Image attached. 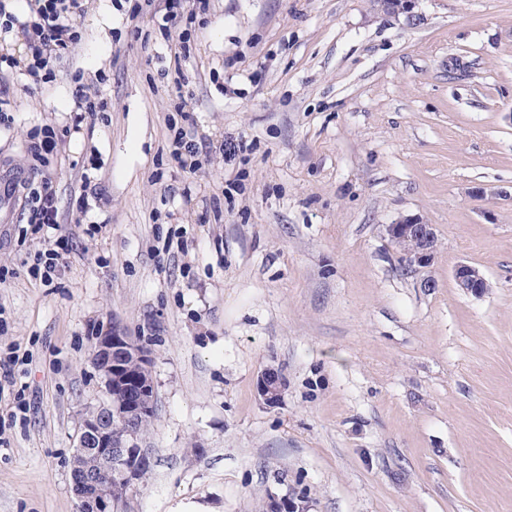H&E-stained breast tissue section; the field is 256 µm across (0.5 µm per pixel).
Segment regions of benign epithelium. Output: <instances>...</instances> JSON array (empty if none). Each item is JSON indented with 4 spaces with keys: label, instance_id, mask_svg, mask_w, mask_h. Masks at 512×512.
I'll return each instance as SVG.
<instances>
[{
    "label": "benign epithelium",
    "instance_id": "benign-epithelium-1",
    "mask_svg": "<svg viewBox=\"0 0 512 512\" xmlns=\"http://www.w3.org/2000/svg\"><path fill=\"white\" fill-rule=\"evenodd\" d=\"M418 2L380 0V5L395 16H404L407 24L417 25L422 20L416 11ZM386 234L408 272L432 264L437 248L432 225L418 218H403L386 225ZM454 280L458 288L474 296L490 288L483 273L466 263L455 268ZM92 360L107 402L82 414L71 474L79 512H112L143 482L148 470L149 458L139 441L140 427L152 421L155 414L152 356L141 342L114 324L97 334ZM257 392L266 403H278L282 397L278 373L264 372L257 382ZM91 458L97 464L87 469L83 463ZM269 512H306V504L301 495L294 493L286 501H271Z\"/></svg>",
    "mask_w": 512,
    "mask_h": 512
}]
</instances>
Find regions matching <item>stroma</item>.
I'll list each match as a JSON object with an SVG mask.
<instances>
[{"label": "stroma", "instance_id": "35a3bbf8", "mask_svg": "<svg viewBox=\"0 0 512 512\" xmlns=\"http://www.w3.org/2000/svg\"><path fill=\"white\" fill-rule=\"evenodd\" d=\"M84 9L53 82L10 79L0 129L19 168L39 128L67 130L42 172L71 239L46 283L27 205L0 223V357L23 358L0 399V512H78L71 456L112 323L151 348L156 393L121 512H262L293 492L308 512H512V0H420L414 26L376 0H211L186 63L213 145L193 174L170 158L179 28L162 38L119 0ZM77 78L108 108L76 130ZM242 136L247 161L219 152ZM411 216L438 238L417 273L385 233ZM462 263L485 295L457 288ZM269 368L274 407L256 390ZM454 280L464 293L474 296L485 294L490 288L483 273L475 266L462 263L454 270ZM258 395L268 404H277L282 397V382L274 370L264 372L257 382Z\"/></svg>", "mask_w": 512, "mask_h": 512}]
</instances>
